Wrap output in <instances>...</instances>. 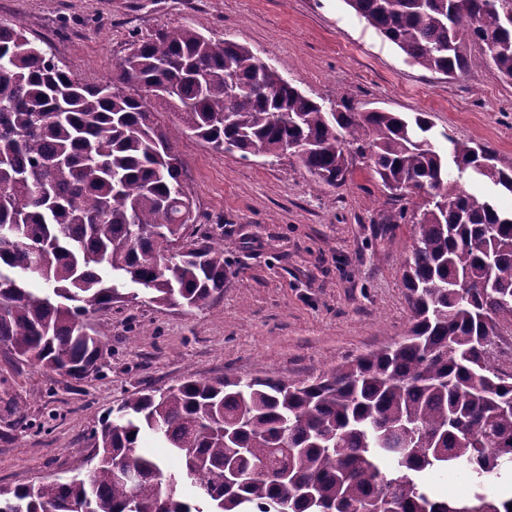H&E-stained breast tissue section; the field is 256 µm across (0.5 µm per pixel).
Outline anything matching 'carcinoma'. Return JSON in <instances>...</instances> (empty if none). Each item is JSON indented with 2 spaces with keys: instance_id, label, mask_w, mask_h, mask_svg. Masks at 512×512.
<instances>
[{
  "instance_id": "carcinoma-1",
  "label": "carcinoma",
  "mask_w": 512,
  "mask_h": 512,
  "mask_svg": "<svg viewBox=\"0 0 512 512\" xmlns=\"http://www.w3.org/2000/svg\"><path fill=\"white\" fill-rule=\"evenodd\" d=\"M411 62L452 76L481 67L512 80V0H345ZM477 47L478 53L471 52ZM173 112L213 150L276 159L288 143L319 182L349 172L345 144L417 227L406 259L408 336L314 380H208L187 373L139 390L84 437V476L0 487V512H512V372L484 342L512 330V210L479 198L472 171L493 152L446 136L419 112L326 108L260 57L192 25L129 44L103 83H86L21 26L0 25V347L80 381L103 368L93 318L132 302L201 308L224 292V244L194 225L180 153L158 124ZM512 194V169L485 175ZM469 288L461 290L456 280ZM151 435L178 473L138 451ZM470 469L448 501L432 475Z\"/></svg>"
}]
</instances>
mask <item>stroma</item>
Masks as SVG:
<instances>
[{
	"label": "stroma",
	"mask_w": 512,
	"mask_h": 512,
	"mask_svg": "<svg viewBox=\"0 0 512 512\" xmlns=\"http://www.w3.org/2000/svg\"><path fill=\"white\" fill-rule=\"evenodd\" d=\"M14 22L87 83L111 77L134 37L191 24L251 48L325 105L425 112L436 132L512 167V81L491 68L448 77L413 64L345 0H0V24ZM160 121L186 164L198 223L224 245V292L189 312L140 298L97 314L108 354L86 380L0 349L2 486L76 473L84 436L141 388L189 370L315 378L409 327L401 274L415 227L385 223L395 204L355 146L346 181L332 187L285 158L215 152L176 115Z\"/></svg>",
	"instance_id": "1"
}]
</instances>
